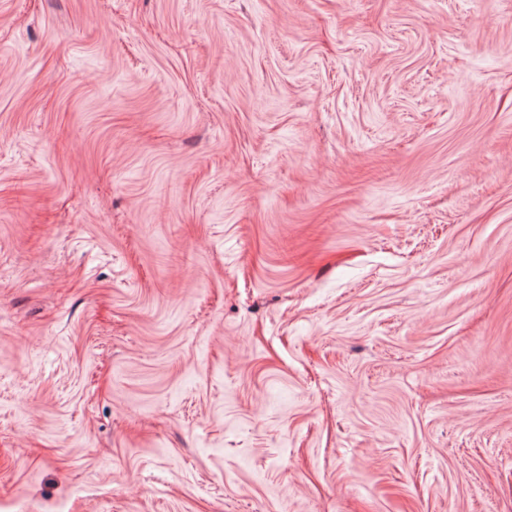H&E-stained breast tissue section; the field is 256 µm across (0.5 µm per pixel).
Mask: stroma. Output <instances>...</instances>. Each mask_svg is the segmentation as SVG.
Returning <instances> with one entry per match:
<instances>
[{
    "label": "stroma",
    "instance_id": "1",
    "mask_svg": "<svg viewBox=\"0 0 512 512\" xmlns=\"http://www.w3.org/2000/svg\"><path fill=\"white\" fill-rule=\"evenodd\" d=\"M0 512H512V0H0Z\"/></svg>",
    "mask_w": 512,
    "mask_h": 512
}]
</instances>
